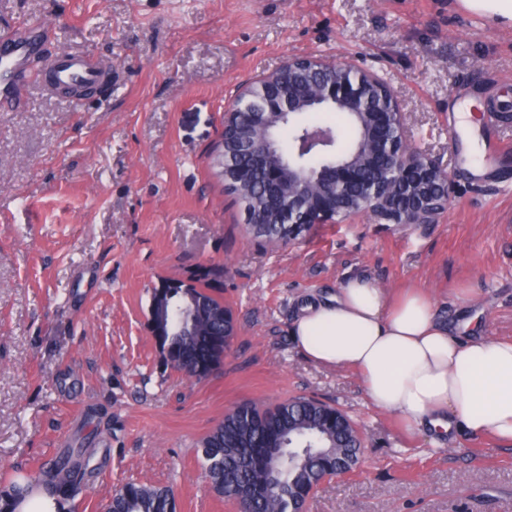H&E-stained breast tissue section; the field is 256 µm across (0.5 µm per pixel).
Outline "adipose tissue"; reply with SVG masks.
I'll return each mask as SVG.
<instances>
[{"instance_id": "adipose-tissue-1", "label": "adipose tissue", "mask_w": 512, "mask_h": 512, "mask_svg": "<svg viewBox=\"0 0 512 512\" xmlns=\"http://www.w3.org/2000/svg\"><path fill=\"white\" fill-rule=\"evenodd\" d=\"M291 334L314 363L354 371L378 409L411 426L512 445V341L460 339L420 291L390 302L369 279L304 307Z\"/></svg>"}]
</instances>
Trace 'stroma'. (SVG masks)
<instances>
[{
  "label": "stroma",
  "mask_w": 512,
  "mask_h": 512,
  "mask_svg": "<svg viewBox=\"0 0 512 512\" xmlns=\"http://www.w3.org/2000/svg\"><path fill=\"white\" fill-rule=\"evenodd\" d=\"M40 15L50 51H89L112 80L80 110L32 86L0 111V486L82 448L68 512H105L128 482L171 489L177 512H236L208 487L200 440L240 403L304 396L366 445L306 512H512V447L405 426L291 335L304 304L362 276L422 290L459 335L512 340V154L484 179L448 135L456 100L512 98V21L463 0H0V33ZM311 54L390 81L413 144L452 178L436 223L251 238L209 153L242 87ZM213 265L238 334L190 379L163 362L152 290Z\"/></svg>",
  "instance_id": "1"
}]
</instances>
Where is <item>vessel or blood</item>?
Returning <instances> with one entry per match:
<instances>
[{
	"mask_svg": "<svg viewBox=\"0 0 512 512\" xmlns=\"http://www.w3.org/2000/svg\"><path fill=\"white\" fill-rule=\"evenodd\" d=\"M49 25L33 18L0 35V103L15 106L21 89L39 84L52 95L69 97L82 104L89 90H101L107 84L108 66L94 54L83 50H66L53 54L43 68L32 67V59L46 45Z\"/></svg>",
	"mask_w": 512,
	"mask_h": 512,
	"instance_id": "vessel-or-blood-1",
	"label": "vessel or blood"
}]
</instances>
